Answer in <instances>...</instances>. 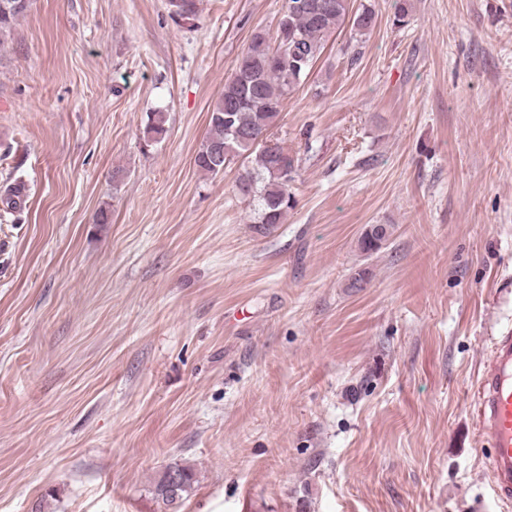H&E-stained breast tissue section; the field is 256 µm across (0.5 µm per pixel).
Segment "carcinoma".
<instances>
[{"label":"carcinoma","mask_w":512,"mask_h":512,"mask_svg":"<svg viewBox=\"0 0 512 512\" xmlns=\"http://www.w3.org/2000/svg\"><path fill=\"white\" fill-rule=\"evenodd\" d=\"M296 0H285L274 32L259 29L250 39L235 70L236 76L224 83V91L209 113L208 132L195 156V165L206 175L221 172L241 158L246 162L235 184L236 193L253 206V231L265 236L283 223L294 198L288 183L295 171V160L281 145L272 153L263 147L270 138L282 111L283 103L309 76L321 56L326 40L346 21L357 34L365 36L375 25V12L365 6L352 12L351 0H303L304 7L296 8ZM170 16L176 21L191 23L198 17L197 0H168ZM30 4L8 11L0 9V44L11 35L16 20L24 15ZM165 132V116L154 112L148 116L145 136L154 138ZM216 147L230 150V158L217 164L212 151ZM28 187L19 178L4 189L8 207L18 209L25 202ZM391 235V225L370 224L361 237L362 251L380 249ZM175 472L179 482L170 484L167 475ZM194 474L177 463L165 467L156 486V495L165 508H174L191 488Z\"/></svg>","instance_id":"obj_1"}]
</instances>
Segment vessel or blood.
Instances as JSON below:
<instances>
[{
  "label": "vessel or blood",
  "mask_w": 512,
  "mask_h": 512,
  "mask_svg": "<svg viewBox=\"0 0 512 512\" xmlns=\"http://www.w3.org/2000/svg\"><path fill=\"white\" fill-rule=\"evenodd\" d=\"M474 406L480 436L492 448L489 471L499 501H512V330L491 340L477 380Z\"/></svg>",
  "instance_id": "vessel-or-blood-1"
}]
</instances>
